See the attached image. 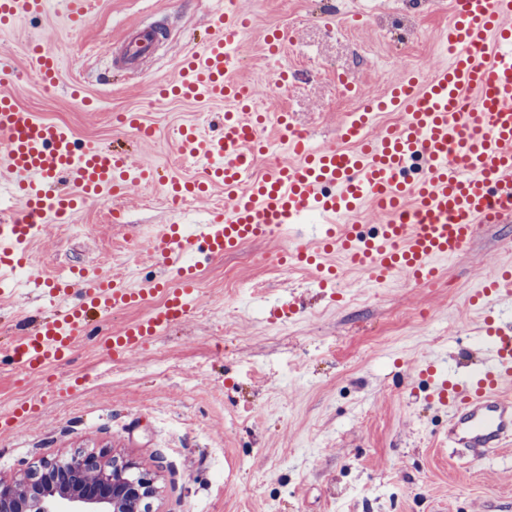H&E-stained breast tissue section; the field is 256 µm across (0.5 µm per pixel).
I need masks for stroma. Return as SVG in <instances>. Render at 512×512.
<instances>
[{"label":"stroma","instance_id":"35a3bbf8","mask_svg":"<svg viewBox=\"0 0 512 512\" xmlns=\"http://www.w3.org/2000/svg\"><path fill=\"white\" fill-rule=\"evenodd\" d=\"M221 0H96L79 31L54 11L37 22L0 29L16 78L7 94L42 118L67 125L76 139L133 152L183 180L200 164L180 156L179 129L209 134L224 104L156 89L175 77L179 58L198 45ZM249 25L247 67L268 113H288L316 145L335 143L337 126L361 103L409 72L445 63L440 36L449 11L438 0H240ZM364 28L341 34L346 18ZM165 23L169 34L137 67H113L112 50L130 27ZM271 29L291 34L278 57L263 47ZM60 56L62 85L45 88L27 66L32 41ZM362 44L367 67L352 62ZM295 73L275 85L280 68ZM80 81L88 108L67 88ZM354 82V90L344 81ZM137 114L155 129L139 142L113 130L116 113ZM223 191L173 207L154 186L127 199L77 209L70 223L48 225L33 241L32 276L6 275L14 294L0 302V356L11 333L48 309L34 274L63 276L96 265L145 290L158 274L139 243L167 224H199L223 211ZM289 238L248 244L255 261L236 255L200 260L188 315L138 352L112 357L108 333L146 316L152 301L105 315L64 364L40 375L0 365V475L18 480L43 461L77 454L130 461L148 469L156 494L149 512H512V446L479 462L448 446V412L429 397L415 368L472 370L482 345L481 319L467 299L498 261L512 260V222L486 225L468 249L443 262L426 285L405 277L381 288L358 286L348 270L336 288H319L311 272L285 267L264 279L260 262L293 247ZM421 310V323L396 321Z\"/></svg>","mask_w":512,"mask_h":512}]
</instances>
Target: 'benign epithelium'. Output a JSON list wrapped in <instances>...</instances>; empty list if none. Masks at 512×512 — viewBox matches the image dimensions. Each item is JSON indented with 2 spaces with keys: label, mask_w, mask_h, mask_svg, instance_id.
Returning a JSON list of instances; mask_svg holds the SVG:
<instances>
[{
  "label": "benign epithelium",
  "mask_w": 512,
  "mask_h": 512,
  "mask_svg": "<svg viewBox=\"0 0 512 512\" xmlns=\"http://www.w3.org/2000/svg\"><path fill=\"white\" fill-rule=\"evenodd\" d=\"M153 494L148 472L86 456L46 464L35 487L0 478V512H138Z\"/></svg>",
  "instance_id": "1"
}]
</instances>
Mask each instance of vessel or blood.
<instances>
[{
	"label": "vessel or blood",
	"mask_w": 512,
	"mask_h": 512,
	"mask_svg": "<svg viewBox=\"0 0 512 512\" xmlns=\"http://www.w3.org/2000/svg\"><path fill=\"white\" fill-rule=\"evenodd\" d=\"M72 29H80L93 0H60ZM49 0H0V27L46 13ZM248 25L236 0L209 20L201 47L186 52L170 85L171 94L229 104L219 131L209 137L183 129L178 151L203 162L207 179L179 181L158 165L135 163L132 153L107 151L77 140L63 125L39 118L11 96L0 94V181L20 192L23 208L0 221V277L27 261V247L45 224L69 223L73 211L104 192L123 197L147 182L172 202L197 198L223 187V217L184 229L166 225L149 238L147 251L162 274L149 293L129 288L119 275L82 271L89 285L74 291L69 281L38 278L53 312L10 345L17 369L40 374L67 361L87 326L89 312L122 311L145 295L159 305L144 319L107 337L112 356L137 351L147 340L183 319L196 295L192 269L183 253L217 257L258 240L296 230L305 213L328 219L310 241L285 258L314 270L319 284L341 277L325 265V254L343 256L365 282L383 285L397 276L421 284L442 275L441 261L458 256L486 224L512 220V0H453L441 40L448 65L409 74L364 111L336 130V142L313 146L307 132L286 113L269 117L251 111L256 91L237 79L245 62L241 36ZM29 64L44 82L57 83L60 59L43 45ZM401 112L397 126L374 131L377 112ZM276 120L288 142L289 161L256 174L265 153L262 131ZM386 216L364 229L354 218L364 204ZM474 300L495 305L512 300V265L499 264L480 280ZM480 364L459 377L426 361L432 395L448 409V445L477 455L512 443V323L484 321Z\"/></svg>",
	"instance_id": "b4317fda"
}]
</instances>
